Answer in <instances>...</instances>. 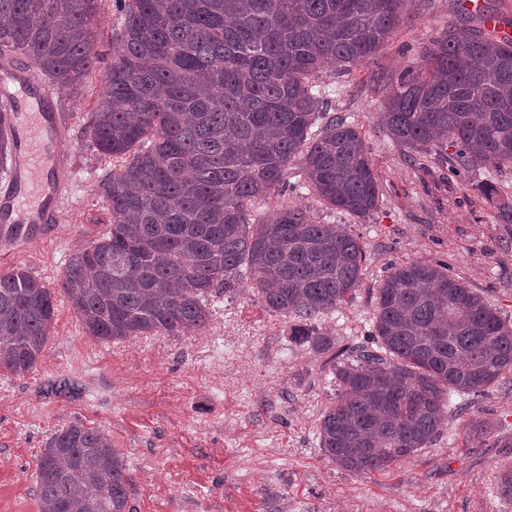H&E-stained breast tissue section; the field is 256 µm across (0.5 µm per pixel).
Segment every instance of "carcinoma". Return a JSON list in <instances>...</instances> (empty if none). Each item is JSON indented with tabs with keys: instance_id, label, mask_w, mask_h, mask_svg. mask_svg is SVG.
I'll return each instance as SVG.
<instances>
[{
	"instance_id": "obj_1",
	"label": "carcinoma",
	"mask_w": 512,
	"mask_h": 512,
	"mask_svg": "<svg viewBox=\"0 0 512 512\" xmlns=\"http://www.w3.org/2000/svg\"><path fill=\"white\" fill-rule=\"evenodd\" d=\"M403 0H123L105 92L86 133L112 159L100 184L102 236L77 249L59 283L102 342L204 328L212 299L250 281L265 308L293 319L292 341L335 342L317 319L359 288L364 248L346 224L251 207L286 186L365 217L378 174L359 128L330 116L311 78L376 55ZM99 0H0V57L21 56L63 92L96 68ZM422 70L392 86L381 120L416 153L455 149L461 164L512 165V38L448 29ZM319 130L312 131L318 121ZM54 293L24 267L0 272V371L35 368L54 324ZM374 346L334 368L322 452L355 472L381 471L428 447L452 394L512 374V323L445 264L390 268L377 289ZM40 512H129L123 453L73 423L37 460Z\"/></svg>"
}]
</instances>
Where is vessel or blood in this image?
<instances>
[{"instance_id": "1", "label": "vessel or blood", "mask_w": 512, "mask_h": 512, "mask_svg": "<svg viewBox=\"0 0 512 512\" xmlns=\"http://www.w3.org/2000/svg\"><path fill=\"white\" fill-rule=\"evenodd\" d=\"M15 91H0V134L16 145V165L26 181L24 192L0 197V244L15 245L29 230L57 222L50 184L60 183L65 167L50 146L48 113L26 112L29 95L25 71L16 74Z\"/></svg>"}]
</instances>
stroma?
I'll return each mask as SVG.
<instances>
[{
    "label": "stroma",
    "mask_w": 512,
    "mask_h": 512,
    "mask_svg": "<svg viewBox=\"0 0 512 512\" xmlns=\"http://www.w3.org/2000/svg\"><path fill=\"white\" fill-rule=\"evenodd\" d=\"M460 0H404L401 20L376 57L315 75L328 111L359 127L380 180L378 208L366 217L333 210L302 189L290 165L284 194L257 204L260 220L282 207L346 224L366 251L363 279L348 303L322 317L336 340L322 354L294 344L289 320L266 311L246 284L214 300L205 328L182 336L143 335L104 344L87 335L65 298L36 368L0 372V512H39L36 462L58 429L81 423L105 432L132 478L130 512H512L499 475L512 466V376L481 393L454 396L434 442L385 471L354 473L332 463L318 439L323 412L337 401L334 365L367 344L376 290L389 265L447 262L454 278L483 294L512 322V166L466 176L448 161L397 144L382 124L387 96L425 47L448 26L481 27ZM119 0H100L101 62L83 89L56 93L46 108L68 160L60 221L20 245L0 249V269L28 268L57 287L70 256L108 221L99 185L111 161L92 151L85 128L101 99ZM496 192L473 190L481 179ZM74 381L73 397L48 394ZM486 424L471 431L472 421Z\"/></svg>",
    "instance_id": "obj_1"
}]
</instances>
